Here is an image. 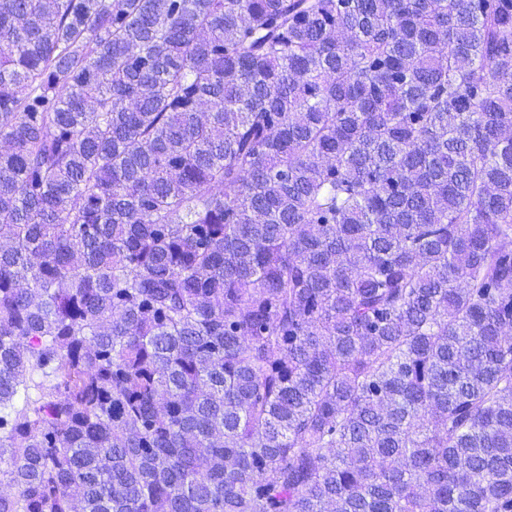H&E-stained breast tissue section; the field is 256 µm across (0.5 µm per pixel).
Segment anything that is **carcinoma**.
<instances>
[{"label":"carcinoma","mask_w":512,"mask_h":512,"mask_svg":"<svg viewBox=\"0 0 512 512\" xmlns=\"http://www.w3.org/2000/svg\"><path fill=\"white\" fill-rule=\"evenodd\" d=\"M0 512H512V0H0Z\"/></svg>","instance_id":"1"}]
</instances>
